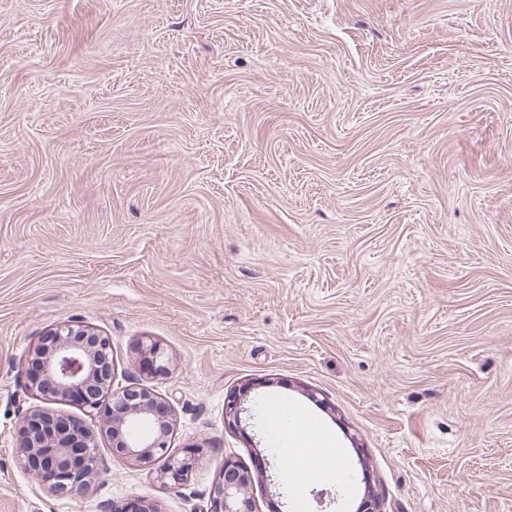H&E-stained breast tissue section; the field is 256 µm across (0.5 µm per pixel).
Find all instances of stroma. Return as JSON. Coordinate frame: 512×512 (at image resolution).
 Segmentation results:
<instances>
[{"label": "stroma", "instance_id": "35a3bbf8", "mask_svg": "<svg viewBox=\"0 0 512 512\" xmlns=\"http://www.w3.org/2000/svg\"><path fill=\"white\" fill-rule=\"evenodd\" d=\"M67 320L173 406L183 485L103 436L88 496L20 467ZM274 399L354 486L306 512H512V0H0V512H207L229 461L294 512ZM137 356L138 358H147L150 361L147 367L143 366L142 361L139 362L141 372L146 375L160 374L168 369V359L160 345L155 342H142L137 349Z\"/></svg>", "mask_w": 512, "mask_h": 512}]
</instances>
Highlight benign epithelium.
Returning <instances> with one entry per match:
<instances>
[{
    "instance_id": "7a95c632",
    "label": "benign epithelium",
    "mask_w": 512,
    "mask_h": 512,
    "mask_svg": "<svg viewBox=\"0 0 512 512\" xmlns=\"http://www.w3.org/2000/svg\"><path fill=\"white\" fill-rule=\"evenodd\" d=\"M33 354L42 360L41 380H29L36 396L46 401L72 399L89 414L102 413L95 425L82 422L81 434L64 426L49 440L32 431L34 424L49 416L64 421L68 414L36 407L22 418L19 461L41 488L58 495L88 494L101 465L99 434L109 437L113 450L131 464L155 467L157 481L162 486L177 488L183 484L195 456L179 457L169 451L174 434L170 404L142 383L112 388L114 365L109 337L79 322H63L46 333ZM137 356L150 361L149 366L141 367L146 375L168 369V359L155 342L141 344ZM224 410L227 425L238 427L242 411L238 394L227 398ZM76 448L83 455L81 474L72 472L68 464ZM253 479L248 469L238 464L225 465L209 492L210 512H255L248 494Z\"/></svg>"
}]
</instances>
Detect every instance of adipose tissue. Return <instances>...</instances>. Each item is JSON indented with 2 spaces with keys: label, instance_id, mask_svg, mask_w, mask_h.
I'll return each mask as SVG.
<instances>
[{
  "label": "adipose tissue",
  "instance_id": "obj_1",
  "mask_svg": "<svg viewBox=\"0 0 512 512\" xmlns=\"http://www.w3.org/2000/svg\"><path fill=\"white\" fill-rule=\"evenodd\" d=\"M269 423L281 446L282 470L294 492L314 480L336 477L341 450L334 437L302 411L287 405L269 409Z\"/></svg>",
  "mask_w": 512,
  "mask_h": 512
}]
</instances>
